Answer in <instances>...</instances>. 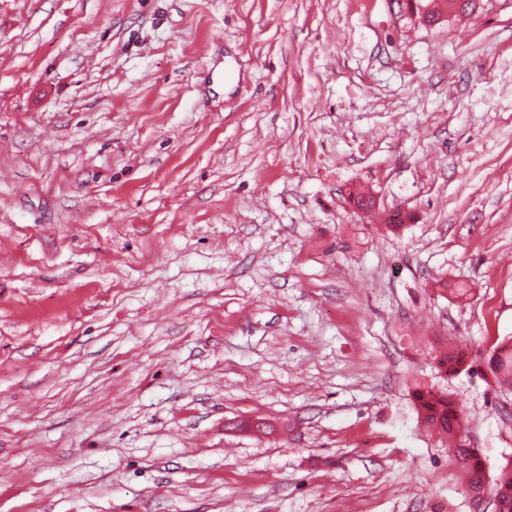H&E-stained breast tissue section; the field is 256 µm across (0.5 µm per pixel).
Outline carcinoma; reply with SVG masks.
<instances>
[{"label": "carcinoma", "instance_id": "1", "mask_svg": "<svg viewBox=\"0 0 512 512\" xmlns=\"http://www.w3.org/2000/svg\"><path fill=\"white\" fill-rule=\"evenodd\" d=\"M476 2L429 0L424 5L416 6V9H428L430 19L438 21L446 13L473 10ZM489 366L502 385L512 387V337H505L496 344L489 358ZM414 397L420 423L429 430L447 435L451 441V461L464 478L467 494L473 499L495 496L500 503L499 512H512V468H503L494 479L487 475L480 450L470 447L462 436L461 409L451 395L418 387Z\"/></svg>", "mask_w": 512, "mask_h": 512}]
</instances>
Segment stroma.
I'll return each mask as SVG.
<instances>
[{"instance_id": "1", "label": "stroma", "mask_w": 512, "mask_h": 512, "mask_svg": "<svg viewBox=\"0 0 512 512\" xmlns=\"http://www.w3.org/2000/svg\"><path fill=\"white\" fill-rule=\"evenodd\" d=\"M506 336L512 0H0V512H474ZM438 0L427 1L426 4H418L416 9L420 10L423 8L428 9V14L430 19L434 22H437L444 15V9L446 8V13L451 14L454 12L465 13L467 10H474L477 5V0H440V3H437ZM415 405L420 423L429 430L448 435L452 443L449 446L451 461L464 478L466 492L471 499H484L476 504L475 510L480 512L486 503L494 506L497 511L495 496L500 503L498 512H512V470L503 468L492 480L486 473L483 457L478 448H470L462 432V411L447 392H437L427 388H416L414 391ZM488 495V496H487Z\"/></svg>"}]
</instances>
